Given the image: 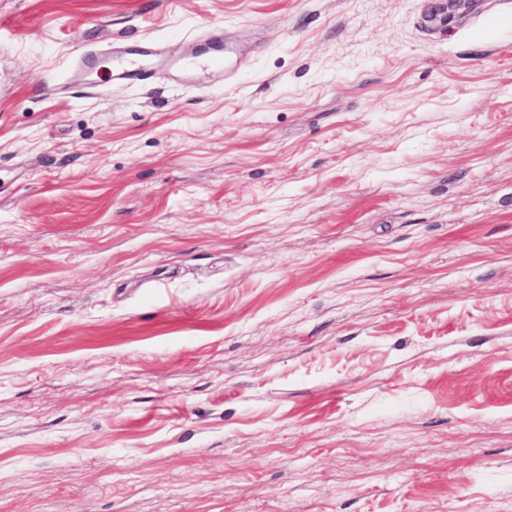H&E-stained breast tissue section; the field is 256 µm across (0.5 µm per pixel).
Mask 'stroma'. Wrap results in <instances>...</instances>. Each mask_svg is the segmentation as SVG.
Masks as SVG:
<instances>
[{"label": "stroma", "instance_id": "35a3bbf8", "mask_svg": "<svg viewBox=\"0 0 512 512\" xmlns=\"http://www.w3.org/2000/svg\"><path fill=\"white\" fill-rule=\"evenodd\" d=\"M437 3L0 0V512H512V0ZM153 52L148 44L136 47L112 48V59L117 64L115 67V75L120 80L131 78H139L149 74L151 70H147L141 66L140 57L152 56Z\"/></svg>", "mask_w": 512, "mask_h": 512}]
</instances>
